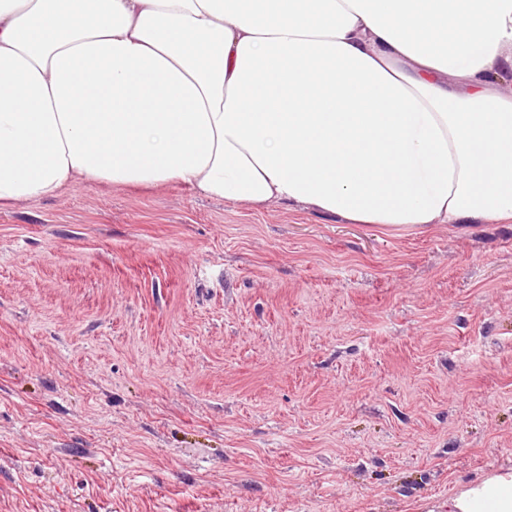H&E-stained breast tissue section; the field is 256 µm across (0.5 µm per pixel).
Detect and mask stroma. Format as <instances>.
<instances>
[{
    "label": "stroma",
    "mask_w": 512,
    "mask_h": 512,
    "mask_svg": "<svg viewBox=\"0 0 512 512\" xmlns=\"http://www.w3.org/2000/svg\"><path fill=\"white\" fill-rule=\"evenodd\" d=\"M510 468L512 223L0 211V512H427Z\"/></svg>",
    "instance_id": "obj_1"
}]
</instances>
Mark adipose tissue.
<instances>
[{"mask_svg": "<svg viewBox=\"0 0 512 512\" xmlns=\"http://www.w3.org/2000/svg\"><path fill=\"white\" fill-rule=\"evenodd\" d=\"M512 0H0V210L176 183L512 223ZM433 512H512V471Z\"/></svg>", "mask_w": 512, "mask_h": 512, "instance_id": "obj_1", "label": "adipose tissue"}]
</instances>
